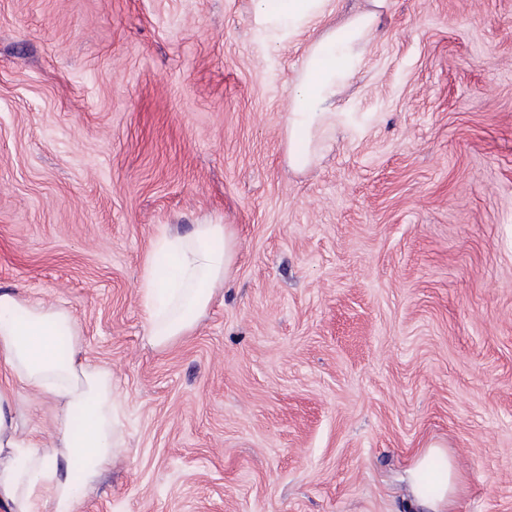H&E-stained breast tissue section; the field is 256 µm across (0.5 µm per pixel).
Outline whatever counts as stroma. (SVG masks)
<instances>
[{"instance_id": "35a3bbf8", "label": "stroma", "mask_w": 512, "mask_h": 512, "mask_svg": "<svg viewBox=\"0 0 512 512\" xmlns=\"http://www.w3.org/2000/svg\"><path fill=\"white\" fill-rule=\"evenodd\" d=\"M308 35L253 0H0V289L68 309L127 445L80 512H413L442 446L457 512H512V0H388L337 101L284 159ZM232 225L233 281L153 347L164 228ZM22 433L57 407L21 394ZM437 461L441 462V470L431 479L430 474L435 471L432 464ZM409 475L414 504L420 510H428L421 512H453L461 478L456 464L440 446L430 445L420 450ZM425 480H430L433 488H428Z\"/></svg>"}]
</instances>
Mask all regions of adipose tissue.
I'll return each instance as SVG.
<instances>
[{
	"label": "adipose tissue",
	"instance_id": "ef3b65f1",
	"mask_svg": "<svg viewBox=\"0 0 512 512\" xmlns=\"http://www.w3.org/2000/svg\"><path fill=\"white\" fill-rule=\"evenodd\" d=\"M254 3V21L271 46L321 31L306 45L293 78L283 135L288 168L302 172L338 129L355 120L334 105L363 67L388 0H365L363 9L339 19L334 0ZM237 257V238L227 224H196L186 233L164 230L154 237L140 285L153 346L169 347L195 330L232 281ZM23 391L59 406V424L47 445H35L19 432L14 403ZM123 448L112 371L83 357L68 309L0 292V505L7 512H79ZM409 475L419 512H453L461 478L440 446L420 450Z\"/></svg>",
	"mask_w": 512,
	"mask_h": 512
}]
</instances>
